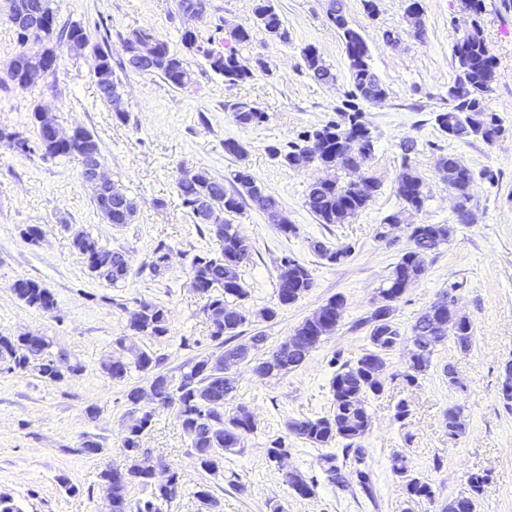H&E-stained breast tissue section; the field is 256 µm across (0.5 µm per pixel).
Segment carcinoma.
I'll return each instance as SVG.
<instances>
[{
    "label": "carcinoma",
    "instance_id": "1",
    "mask_svg": "<svg viewBox=\"0 0 512 512\" xmlns=\"http://www.w3.org/2000/svg\"><path fill=\"white\" fill-rule=\"evenodd\" d=\"M461 2L463 9L473 16L465 41L466 49H459L458 41H453L452 55L456 76L448 86V106L433 113V121L442 135L449 140L480 139L493 145L504 136L506 129L498 115L487 111L485 106L486 96L492 91L496 80L497 61L485 42L480 20L491 10L512 11V0ZM20 4L27 6L32 14L50 20L49 27L46 28L49 41L63 37H89L85 26L80 22L73 21L59 26L55 0H20ZM254 14L257 23L273 40L288 43V28L272 0H255ZM327 18L344 40L349 89L341 104L335 108L336 117L318 127L299 132L295 139L284 144L266 146L268 154L280 165L288 168L292 167V161L305 151L310 141L320 145L319 150L311 155V159L323 164L336 163V127L341 124L347 128V144L342 149L350 153V165L365 166L374 152L375 138L367 133L363 104L375 97L380 101L385 100L388 95L387 88L371 67L367 40L348 20L342 0H332ZM229 35L233 45L226 46L221 40L218 48L199 40L197 33L192 30L183 32L181 42L186 52L202 56L210 70L224 77V81L235 84L250 80L255 76L254 70L243 64L236 46H244L250 42L251 30L236 26L231 28ZM146 37H154L161 42V62L154 73L175 89L184 90L195 83L194 73L183 56L171 51L168 42L149 29H134L122 39L124 58L118 62L121 69L143 72L131 55V50L135 42ZM19 43L23 50L17 57L42 63L51 71H56V64L42 56L38 43L22 39ZM94 49L104 59L111 75V84L105 87L97 85L100 98L106 101L107 90L118 89L121 83L112 66L108 42L97 44ZM302 58L311 79L322 84L335 80V74L326 66L316 47H305ZM228 110L234 123L244 129L259 127L266 120L265 112L254 103H231ZM31 119L35 127V138L30 140L16 135L15 144L19 153L38 154L53 159H76L84 171L94 161L102 158L96 137L87 129L82 127L70 141L56 144L49 141L48 135L37 122L36 115H31ZM400 147L402 163L395 180V189L403 210L383 218V224L379 225L377 231L380 238L384 237V225L401 223L403 211L410 208L421 210L428 198L423 178L411 165V155L419 151L418 140L408 137L402 141ZM224 151L239 161L238 168L229 178L231 189L225 188L224 180L207 174L176 183L182 206L195 224L207 228L209 238L213 239L214 246L202 248L192 256L189 274L194 291L206 299L203 311L215 317L210 325V338L218 342L222 351L187 363L186 370L177 379L157 371L159 358L137 345V340L148 338L158 341L167 338L170 335L169 312L161 303L137 300L135 307L128 310V334L117 340L127 351V355L116 363L109 356L101 362L103 371L118 382L127 381L135 373L149 376V387L158 405L175 412L191 448L194 449L196 464L201 471L213 476L223 473L224 452L237 448L243 436L254 432L256 423L251 412L244 406L237 407L231 414L224 413L225 401L236 391V381L227 375L226 367L239 363L248 356V347L232 346L230 342L239 336V328L246 322V316L238 302L247 298V290L240 278V268L249 261L250 250L241 245L230 221L209 224L205 221V215L215 209L227 216L238 214L249 202L269 216L280 212L278 201L266 191L247 166V148L235 139H227L224 141ZM455 166L461 167L463 177L448 182V188L467 204L471 201V195L466 184L472 181L473 172L463 165V161L456 154L439 155V170ZM363 182L362 188L338 177L328 184L312 183L305 196V206L321 224H345L365 209L380 190V181L372 175H365ZM93 201L96 209L110 224H129L136 213L134 200L125 193L117 199L109 200L96 192ZM465 223V215L458 213L453 224L409 225V248L399 257L380 288L382 305L357 322V327L366 329L371 349L355 364L342 363L336 368L330 384L333 401L331 413L315 419L289 423L292 433L317 448L327 449L336 442L341 443L343 462L356 466L357 483L352 487V492L368 499L374 498L375 490L371 471L363 467L365 449L361 448V442L371 427L366 400L383 394L385 385L380 369L385 367L386 355L395 348L401 337L399 327L393 320L394 303L403 296L409 283L425 276L430 257L450 241L456 225ZM73 245L83 255L91 276L99 280L114 285L126 281L132 273L131 261L126 252L110 249L86 232L76 233ZM310 247L330 265L344 263L352 253V246L348 244L333 248L321 240L311 241ZM147 268L154 277L166 274V244L159 243L154 247ZM277 270L276 295L282 307L295 303L314 286L309 269L289 254L279 258ZM12 291L18 300L43 313L56 307L54 295L34 279L16 280L12 284ZM321 308L325 312L326 321L315 320L309 316L301 322L290 338L261 362L263 375L271 377L285 374L300 367L322 340L336 331L343 318V297H332ZM450 337L461 350H468L473 339L472 323L450 326L448 316L433 304L417 317L411 327V340L416 347V354L414 361L408 364L403 374L406 384H418L420 377L430 367L437 346ZM50 347V341L41 335L17 338L0 336V374H19L32 368L41 378L51 383L59 382V361L50 352ZM154 415L155 412L146 411L135 419V424L122 438L124 454L139 456L144 462L151 459L142 450V438L151 428ZM318 466L331 483L342 488L349 487L346 473L343 466L339 465L336 453L328 451L322 454L318 459ZM393 470L404 481L409 499H432L430 483L414 475L407 457H395ZM100 478L103 482L112 481L115 512H162L163 507L177 496L181 487V475L176 469L170 474V484L164 486L155 485L150 474L139 465L131 468L123 481L114 480L110 468L103 470ZM286 482L302 497L314 494V481L307 480L298 471L287 473ZM136 483L151 488L148 498L135 502L128 498L129 487ZM485 483L486 475L470 474V495L449 502L442 512H475L476 499L481 495Z\"/></svg>",
    "mask_w": 512,
    "mask_h": 512
}]
</instances>
